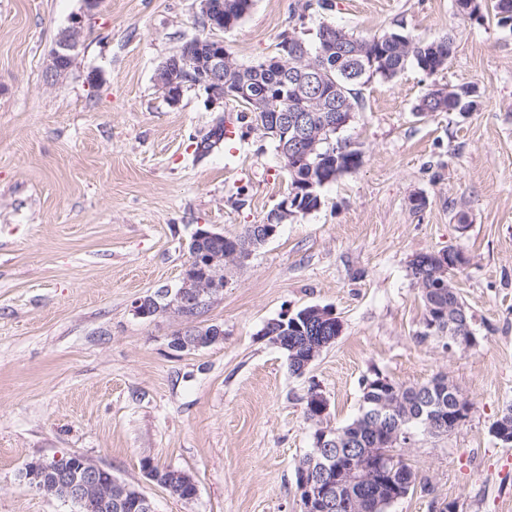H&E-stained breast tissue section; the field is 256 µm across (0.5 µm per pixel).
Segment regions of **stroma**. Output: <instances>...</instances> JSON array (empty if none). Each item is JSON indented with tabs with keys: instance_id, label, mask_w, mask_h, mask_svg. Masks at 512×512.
Here are the masks:
<instances>
[{
	"instance_id": "35a3bbf8",
	"label": "stroma",
	"mask_w": 512,
	"mask_h": 512,
	"mask_svg": "<svg viewBox=\"0 0 512 512\" xmlns=\"http://www.w3.org/2000/svg\"><path fill=\"white\" fill-rule=\"evenodd\" d=\"M334 3L255 0L224 32L203 27L200 0H100L92 11L83 0H0V512H76L23 475L29 461L68 454L109 469L154 512H301L310 386L343 424L376 370L405 386L447 375L471 404L453 432L403 448L416 486L391 512H512V444L490 433L512 406V28L468 19L454 0ZM78 14L76 63L49 81L55 38ZM326 22L358 36L449 37L454 50L434 75L411 64L359 86L342 137L362 165L225 268L197 321L223 340L175 349L184 321L138 317L134 301L178 286L196 231L263 223L289 180L237 103L211 105L191 87L169 104L156 72L194 37L222 40L248 66L281 32L311 40ZM467 84L481 95L475 112H414L430 89ZM221 118L231 138L197 156ZM414 196L426 206L412 209ZM448 249L468 260L451 280L477 339L453 350L418 342L409 269ZM311 305L333 309L344 330L297 375L263 329ZM147 459L191 475L197 496L148 479Z\"/></svg>"
}]
</instances>
